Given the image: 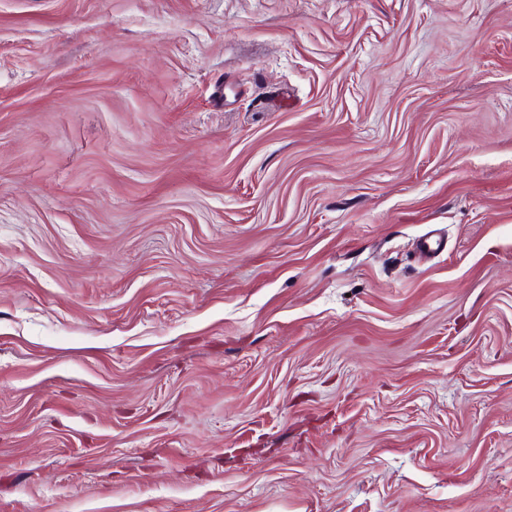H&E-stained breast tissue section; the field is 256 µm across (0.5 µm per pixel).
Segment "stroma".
<instances>
[{"mask_svg": "<svg viewBox=\"0 0 512 512\" xmlns=\"http://www.w3.org/2000/svg\"><path fill=\"white\" fill-rule=\"evenodd\" d=\"M0 512H512V0H0Z\"/></svg>", "mask_w": 512, "mask_h": 512, "instance_id": "stroma-1", "label": "stroma"}]
</instances>
